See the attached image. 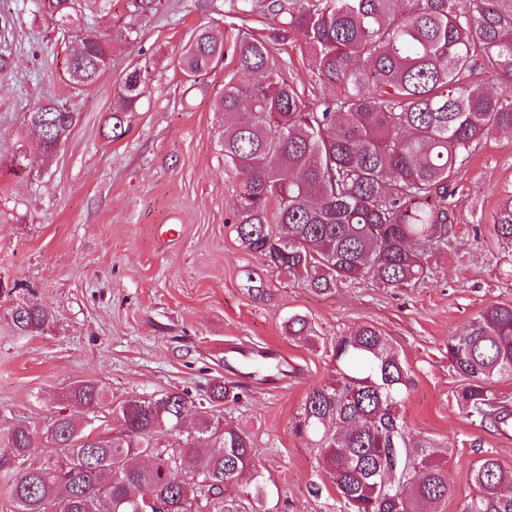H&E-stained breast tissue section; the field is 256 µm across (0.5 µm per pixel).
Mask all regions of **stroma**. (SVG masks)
Instances as JSON below:
<instances>
[{"instance_id":"stroma-1","label":"stroma","mask_w":512,"mask_h":512,"mask_svg":"<svg viewBox=\"0 0 512 512\" xmlns=\"http://www.w3.org/2000/svg\"><path fill=\"white\" fill-rule=\"evenodd\" d=\"M264 3L239 16L229 0H156L138 22V43L115 47L111 66L79 87L66 71L73 45L39 0H0V283L13 289L0 296V430L23 422L43 431L80 380L99 381L117 403L169 390L197 398L221 379L236 396L220 410L250 434L279 512H345L316 450L292 429L307 392L334 365L322 345L289 340L282 321L305 315L325 341L371 324L409 370L413 387L401 408L409 428L454 445L438 512H459L477 494L462 465L492 455L512 470V435L477 427L459 410L464 381L445 349L481 310L512 304V246L493 230L499 205L512 197V135L493 132L474 144L452 178V233L425 281L383 289L360 280L328 294L305 288L233 231L239 183L224 175V116L214 109L233 57L195 84L176 66L199 27L229 38L275 35L279 21ZM274 49L303 100L319 98L301 35L277 38ZM143 64L149 95L113 137L118 79ZM53 101L75 119L47 158L27 115ZM19 153L27 168L17 174L11 160ZM21 303L50 312L42 333H14L10 311ZM232 348L271 353L283 370L242 373L228 361Z\"/></svg>"}]
</instances>
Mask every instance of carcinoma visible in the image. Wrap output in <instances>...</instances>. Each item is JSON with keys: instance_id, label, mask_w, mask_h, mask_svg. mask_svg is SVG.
Wrapping results in <instances>:
<instances>
[{"instance_id": "1", "label": "carcinoma", "mask_w": 512, "mask_h": 512, "mask_svg": "<svg viewBox=\"0 0 512 512\" xmlns=\"http://www.w3.org/2000/svg\"><path fill=\"white\" fill-rule=\"evenodd\" d=\"M61 32L79 42L67 60L69 80L89 86L112 63V47L139 39L133 22L97 33L77 0H44ZM280 17L275 38L296 30L326 94L313 103L281 77L272 38L246 33L233 44L236 69L215 99L224 113V176L239 181L234 231L306 287L332 293L361 279L405 288L433 273L431 258L452 231L448 196L472 146L495 131L512 133V0H305L290 9L267 0ZM224 35L200 28L178 65L190 81L224 61ZM493 73L499 85L478 80ZM148 67L119 84V115L148 93ZM74 116L47 102L28 122L43 151L64 142ZM497 239L512 244V199L494 220ZM50 322L35 304L11 311L18 336ZM288 337L311 343L309 319L283 320ZM448 361L465 379L456 403L465 417L512 430V400L491 387L512 376V304L483 309L448 337ZM335 372L312 386L295 417L296 434L316 449L347 512H431L448 499L450 443L412 433L400 412L411 389L408 369L388 338L365 325L331 345ZM230 388L215 383L195 402L184 392L131 396L107 406L96 380L65 393L82 413L61 409L45 425L56 460L14 473L35 449L33 430L0 432V472L13 475L16 512H137L150 497L155 512H274L275 487L256 468L247 432L224 423L214 407ZM466 480L479 495L459 512H512V470L485 455Z\"/></svg>"}]
</instances>
